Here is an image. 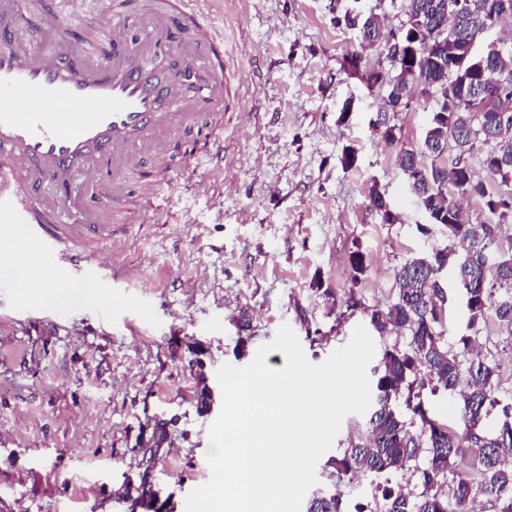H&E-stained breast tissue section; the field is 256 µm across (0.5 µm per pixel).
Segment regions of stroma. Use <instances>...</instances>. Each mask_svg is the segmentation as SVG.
Instances as JSON below:
<instances>
[{"label":"stroma","instance_id":"stroma-1","mask_svg":"<svg viewBox=\"0 0 512 512\" xmlns=\"http://www.w3.org/2000/svg\"><path fill=\"white\" fill-rule=\"evenodd\" d=\"M404 0H209L208 21L224 35L230 110L200 106L224 128V163L198 168V194L180 176L198 132L183 149L134 173L116 227L125 229L123 281L70 290L63 315L19 295L0 261V512H186V498L211 477L209 427L222 406L217 372L250 364L280 326L309 362L346 346L357 326L392 297L407 260L452 247L428 217L373 126L378 115L405 146L423 138L434 100L384 112L382 90L344 68L357 50L364 68L397 71L386 44L361 45L345 17L358 9L395 34ZM357 162L343 169V148ZM171 176L165 221H137L141 188ZM380 192L398 220L371 211ZM363 252L366 270L348 258ZM447 340L468 334V310L452 272L441 280ZM354 307H347L346 298ZM507 331L481 329L499 363L498 403L482 423L498 430L512 415V347ZM163 438H156L157 428ZM312 493L341 494L345 512L369 503L367 482L338 481L318 460Z\"/></svg>","mask_w":512,"mask_h":512}]
</instances>
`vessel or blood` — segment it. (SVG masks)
Segmentation results:
<instances>
[{
  "label": "vessel or blood",
  "instance_id": "obj_1",
  "mask_svg": "<svg viewBox=\"0 0 512 512\" xmlns=\"http://www.w3.org/2000/svg\"><path fill=\"white\" fill-rule=\"evenodd\" d=\"M142 2L144 10L190 25L197 41L145 34L127 42L122 13L105 6L97 28L116 45L111 59L89 64L66 48L44 50L35 31L0 49V223L23 230L18 268L48 261L62 270L54 287L59 295L80 286L73 266L111 245L112 227L64 223L60 210L43 204L42 186L55 185L69 196L72 174L85 170L92 197H116V183L134 170L132 156L158 131L174 132L191 119L179 108L173 78L141 59L143 48L158 58L179 52L198 97L224 102V37L201 11V0Z\"/></svg>",
  "mask_w": 512,
  "mask_h": 512
}]
</instances>
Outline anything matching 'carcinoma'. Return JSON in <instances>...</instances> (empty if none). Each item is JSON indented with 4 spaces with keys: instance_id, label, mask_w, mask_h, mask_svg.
I'll return each instance as SVG.
<instances>
[{
    "instance_id": "obj_1",
    "label": "carcinoma",
    "mask_w": 512,
    "mask_h": 512,
    "mask_svg": "<svg viewBox=\"0 0 512 512\" xmlns=\"http://www.w3.org/2000/svg\"><path fill=\"white\" fill-rule=\"evenodd\" d=\"M443 0H405L407 12L421 18L432 32L440 21ZM457 21L464 39L479 40L490 30L512 21V0H464L462 10H448V21ZM362 38L386 43L395 37L382 21L364 19ZM347 70L360 76L372 90L385 89L384 105L407 108L421 98L438 93L424 138L415 147L400 146L397 164L423 209L435 213L434 223L456 240L462 252L441 250L416 257L394 273L393 299L374 308L370 324L380 336H409L407 348H386L377 368L376 409L366 435L327 461L338 479L404 475L420 453L427 466L421 472L423 490L404 492L400 485H376L381 493L376 512H476L480 503L495 512H512V423L494 432L483 430V411L498 403V363L478 350V337L460 336L453 345L445 339L446 295L439 287L443 269L451 267L456 280L473 284L466 301L469 326L497 324L512 336V252L495 268L485 266L486 251L497 242L498 225L464 222L462 201L484 191L486 180L472 181L474 139L469 113L455 111L454 98L461 93L462 77L447 87L436 83L439 76H416L409 82L392 84L383 71L361 70L358 55L346 56ZM497 85L507 102L501 138L487 145L481 165L487 180L511 187L491 201L494 214L512 216V55L494 58L486 72L471 71L466 91L480 94ZM430 386L457 395L464 404L463 428L456 430L424 407L420 390ZM411 421L403 420V413ZM479 462L475 473L458 471L454 459L463 454ZM307 512H343L336 494L320 493Z\"/></svg>"
}]
</instances>
